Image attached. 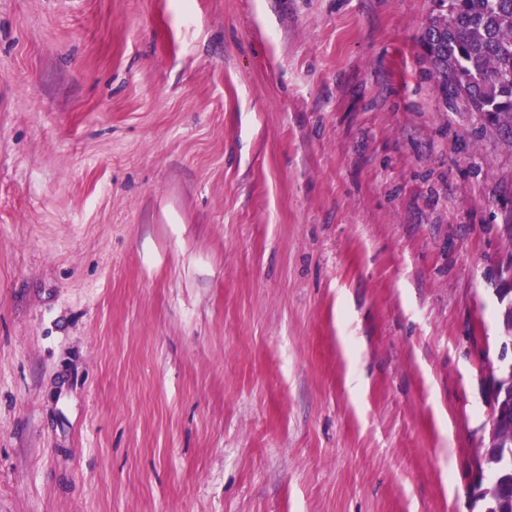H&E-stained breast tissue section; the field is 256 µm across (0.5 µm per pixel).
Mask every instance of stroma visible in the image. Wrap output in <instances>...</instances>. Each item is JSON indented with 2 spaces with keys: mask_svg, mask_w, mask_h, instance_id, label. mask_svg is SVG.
I'll list each match as a JSON object with an SVG mask.
<instances>
[{
  "mask_svg": "<svg viewBox=\"0 0 512 512\" xmlns=\"http://www.w3.org/2000/svg\"><path fill=\"white\" fill-rule=\"evenodd\" d=\"M433 0H0V512H484L512 148Z\"/></svg>",
  "mask_w": 512,
  "mask_h": 512,
  "instance_id": "35a3bbf8",
  "label": "stroma"
}]
</instances>
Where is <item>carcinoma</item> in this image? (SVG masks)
Returning <instances> with one entry per match:
<instances>
[{
    "label": "carcinoma",
    "instance_id": "carcinoma-1",
    "mask_svg": "<svg viewBox=\"0 0 512 512\" xmlns=\"http://www.w3.org/2000/svg\"><path fill=\"white\" fill-rule=\"evenodd\" d=\"M420 44L445 106L479 113L512 147V0H435Z\"/></svg>",
    "mask_w": 512,
    "mask_h": 512
}]
</instances>
